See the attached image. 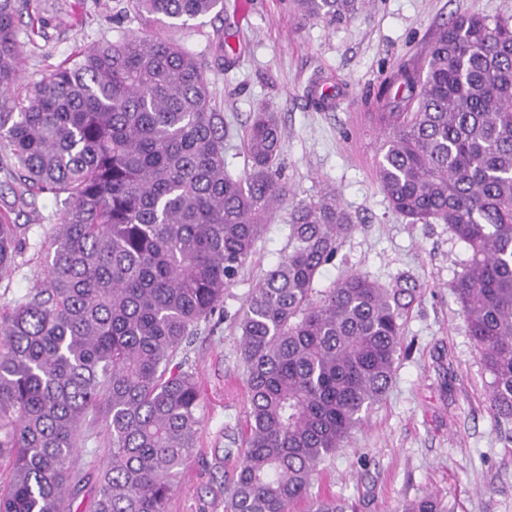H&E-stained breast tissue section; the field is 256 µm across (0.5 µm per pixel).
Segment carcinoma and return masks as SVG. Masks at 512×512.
<instances>
[{
	"mask_svg": "<svg viewBox=\"0 0 512 512\" xmlns=\"http://www.w3.org/2000/svg\"><path fill=\"white\" fill-rule=\"evenodd\" d=\"M17 0H0V151L22 184L65 208L45 279L0 316V512H66L72 461L90 412L108 435L93 512H166L195 448L202 403L176 361L224 304V289L282 209L272 112L246 131L248 170H224L209 80L171 38L123 35L21 84ZM341 16L355 0H295ZM145 22L179 27L224 0H135ZM389 129L378 177L412 223L446 224L470 251L453 284L512 419V19L472 13L437 31L425 76L404 68L380 91ZM288 252L239 316L248 423L225 512H291L322 459L387 393L406 288L354 273L315 298V282L354 229L336 195L291 205ZM26 228L0 219V271ZM404 512H441L437 499Z\"/></svg>",
	"mask_w": 512,
	"mask_h": 512,
	"instance_id": "carcinoma-1",
	"label": "carcinoma"
}]
</instances>
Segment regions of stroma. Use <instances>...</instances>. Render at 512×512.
<instances>
[{
	"mask_svg": "<svg viewBox=\"0 0 512 512\" xmlns=\"http://www.w3.org/2000/svg\"><path fill=\"white\" fill-rule=\"evenodd\" d=\"M20 2L19 66L29 81L75 51L126 33L178 40L211 83L227 130L228 171L244 173L245 131L267 108L284 130L278 170L292 201L331 191L351 214L356 228L323 267L316 290L352 272L385 288L411 287L392 384L343 447L319 464L311 496L335 497L345 512H401L427 495L445 512H512V420L489 407L490 375L451 288L469 252L447 225L412 224L389 206L377 173L384 134L376 99L399 70L425 66L441 25L474 12L512 17V0H356L342 19L303 16L293 0H225L223 15L172 30L142 26L129 0ZM224 44L241 52L234 67L219 61ZM326 83L337 88L335 101L314 106V92ZM62 209L61 199L15 179L0 155V216L25 225L29 237L15 270L0 274V312L42 282ZM287 250L288 227L279 216L225 289L223 311L188 348L202 385L201 426L168 512H224L248 412L237 319ZM105 439L101 420L88 417L76 454L81 472L104 466Z\"/></svg>",
	"mask_w": 512,
	"mask_h": 512,
	"instance_id": "stroma-1",
	"label": "stroma"
}]
</instances>
